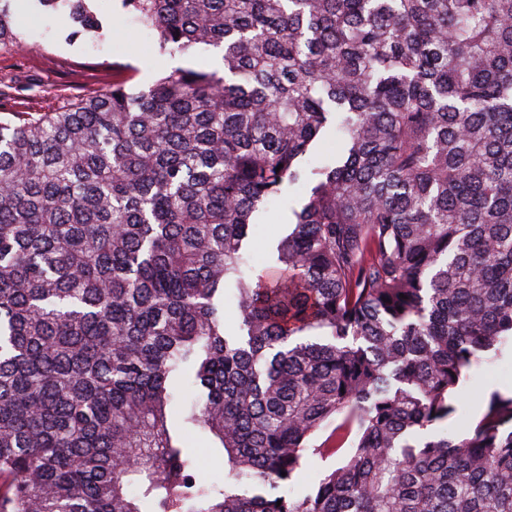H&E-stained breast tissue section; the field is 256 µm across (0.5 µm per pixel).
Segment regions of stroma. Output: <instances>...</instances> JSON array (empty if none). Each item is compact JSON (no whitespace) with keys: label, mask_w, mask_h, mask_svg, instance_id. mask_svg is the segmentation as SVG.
Returning <instances> with one entry per match:
<instances>
[{"label":"stroma","mask_w":512,"mask_h":512,"mask_svg":"<svg viewBox=\"0 0 512 512\" xmlns=\"http://www.w3.org/2000/svg\"><path fill=\"white\" fill-rule=\"evenodd\" d=\"M16 23L25 46L0 52V80L22 78L12 109L55 112L92 90L103 88L113 68H120L131 85L151 83L177 67L214 70L221 60L212 51L190 55L160 53L151 36L135 17L122 11L118 0H96V10L111 33L93 41L83 37L68 41L64 15L29 10L16 0ZM512 386V352L477 370L471 384L457 397L458 412L448 421L452 434L463 432L468 419L490 394Z\"/></svg>","instance_id":"35a3bbf8"}]
</instances>
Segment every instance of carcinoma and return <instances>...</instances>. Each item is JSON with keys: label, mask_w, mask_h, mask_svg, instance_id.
<instances>
[{"label": "carcinoma", "mask_w": 512, "mask_h": 512, "mask_svg": "<svg viewBox=\"0 0 512 512\" xmlns=\"http://www.w3.org/2000/svg\"><path fill=\"white\" fill-rule=\"evenodd\" d=\"M121 3L223 70L0 119V512H512V395L430 433L512 348V0ZM271 222L276 221L265 216L263 219L257 221L258 226L254 228L251 250L253 252L254 263L256 267L262 266V258L268 248L272 234V229L268 225V223ZM330 461H322L319 458H310L303 469L297 474L293 491L295 494H304L322 477L324 471L331 466Z\"/></svg>", "instance_id": "1"}]
</instances>
